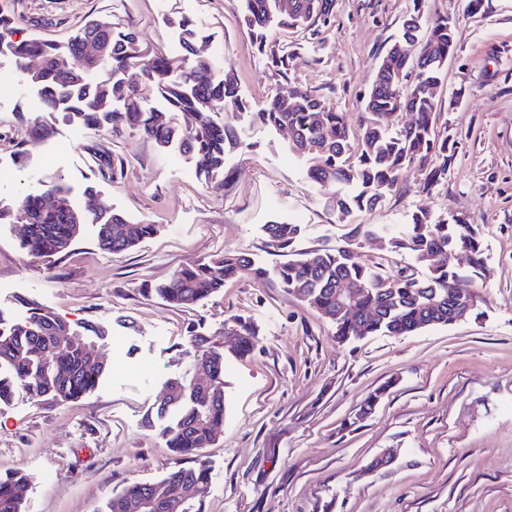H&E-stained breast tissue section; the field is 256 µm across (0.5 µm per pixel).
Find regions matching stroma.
Listing matches in <instances>:
<instances>
[{"mask_svg":"<svg viewBox=\"0 0 512 512\" xmlns=\"http://www.w3.org/2000/svg\"><path fill=\"white\" fill-rule=\"evenodd\" d=\"M19 20L16 38L66 44L93 18L137 32L144 47L174 58L186 17L204 49L235 75L250 114L222 113L245 128L246 146L227 150L222 175L200 173L197 157L162 148L136 132L78 129L43 111L34 90L0 68V205L31 182H55L80 201L95 184L102 208L157 231L108 254L94 225L63 253L32 258L25 228L0 223V308L37 302L73 326L99 325L109 370L81 399L41 403L17 393L0 408V474L26 473L25 512H102L133 482L152 481L176 457L162 421L146 426L165 381L192 368L190 329L217 345L224 321L240 314L258 326L252 351L224 361V425L204 448L212 483L202 512H512V0H425V19L456 22L434 129L448 143L437 182L408 166L372 210L338 223L327 192L287 149L288 134L253 119L274 96L302 84L362 118L376 65L394 42L413 0H336L321 34L269 33L259 52L238 22L240 0H0ZM289 55L287 71L271 61ZM51 124L50 138L27 135L23 119ZM26 169L8 165L17 152ZM121 178H113V166ZM466 218L484 246L485 278L453 259L461 288L479 292V317L415 334H375L338 342L331 324L280 287L276 269L300 252L345 245L352 224L402 228L413 212ZM300 225L291 249L269 247L265 224ZM221 252L248 253L264 278L248 273L195 309L145 293L181 267ZM381 398L360 417L363 401ZM391 460L376 467L383 455Z\"/></svg>","mask_w":512,"mask_h":512,"instance_id":"1","label":"stroma"}]
</instances>
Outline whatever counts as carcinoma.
I'll use <instances>...</instances> for the list:
<instances>
[{
  "label": "carcinoma",
  "mask_w": 512,
  "mask_h": 512,
  "mask_svg": "<svg viewBox=\"0 0 512 512\" xmlns=\"http://www.w3.org/2000/svg\"><path fill=\"white\" fill-rule=\"evenodd\" d=\"M239 21L257 39L264 40L273 24L318 33L317 27L334 18L336 0H241ZM18 19L0 11V50L13 57L17 82L39 91L42 104L90 129L135 130L167 148L176 145L184 153L202 158L203 171L211 176L224 173L226 148L244 145V130L224 126L219 115L227 111L247 112L234 75L197 48L199 33L187 18L177 23L182 57L177 67L143 47L133 30L115 33L112 22H87L69 38L65 47L31 38H13ZM422 14H411L403 23L395 44L405 53L389 51L380 60L376 77L365 96L364 125L350 127L347 116L327 101L297 85L292 99L272 100L257 113L260 121L276 131L288 129V150L307 165L308 178L333 195L336 217L344 222L356 209L372 208L383 192L396 187L406 166L416 163L429 169L428 180L439 178L448 165L446 143L438 141L434 117L438 109L435 90L446 74L448 57L456 49L455 22L439 18L422 35ZM102 45L96 59L85 56L86 45ZM38 56L42 65L37 81L27 79L26 61ZM135 70L141 81L131 82L126 73ZM166 103L160 112L147 106L148 94ZM407 111L414 120L393 127L398 114ZM355 161L348 163V157ZM62 194L66 210L47 211L41 196ZM98 190L88 184L81 204L71 202L68 191L57 184L40 183L25 191L17 202L0 207L1 224H18L21 215L30 218L31 230L21 248L32 258L59 254L68 248L83 224L98 225L100 249L118 253L134 247L156 231L154 224H132L117 212L98 214L92 210ZM300 225L274 222L265 225L269 245L290 247ZM354 237L382 239L386 248L404 251L414 265L395 275H384L363 262L350 247L321 248L299 254L281 265L277 278L282 288L318 312L345 342L357 336L384 333L402 336L432 326L448 325V314L461 308L465 318L478 315L480 296L461 298L452 285L461 278L451 265L435 258L455 249L468 252L474 272H484L483 244L466 219L455 217L435 224L420 210L400 232L373 224H358ZM257 277L266 270L256 268L240 253L192 262L171 278L144 291L168 304L192 308L224 288V282L242 273ZM357 290L359 311L350 316L343 310L338 288ZM234 354L251 352L257 327L238 316ZM74 327L61 316L39 305L28 309L21 321L0 316V406L19 391L40 402H66L91 393L101 382L106 364L90 363V355L78 343L63 337ZM187 345L193 364L205 365L206 381L184 378L167 381V395L157 404L156 414H174L165 428L169 447L190 467L177 466L151 483H131L119 494L126 504L121 512H138L143 495L160 499L159 512H201L202 500L183 505V497L196 485L210 482V469L200 450L215 441L213 433L224 422V349L213 345L200 332L190 335ZM29 476L20 471L0 476V512H24L18 490Z\"/></svg>",
  "instance_id": "1"
}]
</instances>
